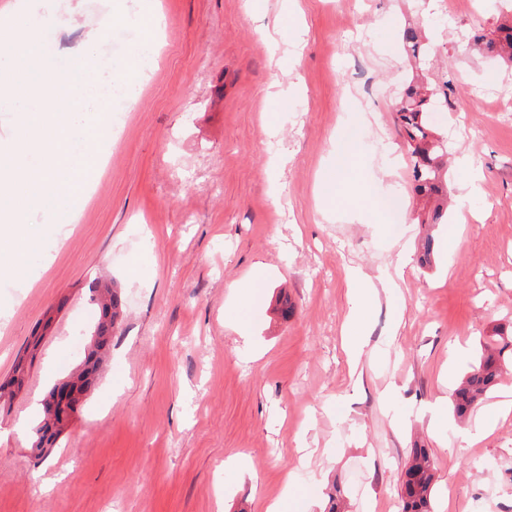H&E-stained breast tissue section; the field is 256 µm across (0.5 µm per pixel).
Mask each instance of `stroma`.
<instances>
[{
	"label": "stroma",
	"mask_w": 512,
	"mask_h": 512,
	"mask_svg": "<svg viewBox=\"0 0 512 512\" xmlns=\"http://www.w3.org/2000/svg\"><path fill=\"white\" fill-rule=\"evenodd\" d=\"M122 15L97 51L99 83L123 68L144 14L162 18L134 97H109L106 166L55 230L28 209L32 268L0 278V380L46 315L25 388L0 406V512H265L286 488L322 512L329 484L350 512H394L414 446L435 464L434 512H512V371L478 405L466 440L450 394L480 342L512 320V69L473 36L512 20V0H53L39 21L63 70L87 33ZM419 28L423 74L448 95L434 123L450 155L448 221L419 261L424 202L393 111L411 75L399 32ZM361 124L352 182L406 206L378 222L367 203L322 201L339 129ZM477 175L462 196L457 163ZM405 265H398V258ZM264 265L253 306L259 350L244 361L232 283ZM393 279L368 306L350 361L349 269ZM112 277L125 300L95 391L48 458L13 427L89 340L86 286ZM288 296L289 320L277 312ZM245 455L250 475L226 470Z\"/></svg>",
	"instance_id": "35a3bbf8"
}]
</instances>
